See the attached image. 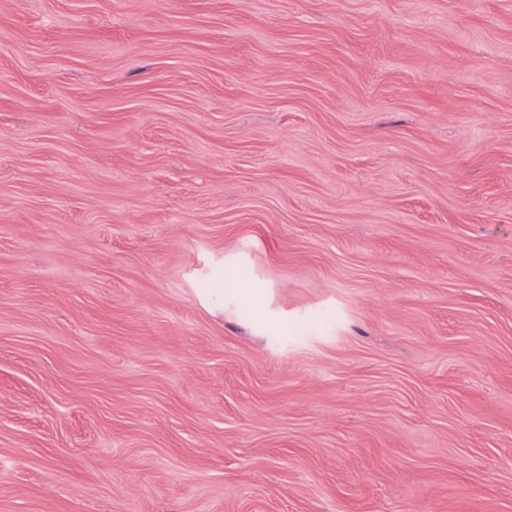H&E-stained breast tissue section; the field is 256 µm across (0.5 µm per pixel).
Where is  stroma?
Segmentation results:
<instances>
[{"instance_id": "1", "label": "stroma", "mask_w": 512, "mask_h": 512, "mask_svg": "<svg viewBox=\"0 0 512 512\" xmlns=\"http://www.w3.org/2000/svg\"><path fill=\"white\" fill-rule=\"evenodd\" d=\"M0 512H512V0H0Z\"/></svg>"}]
</instances>
